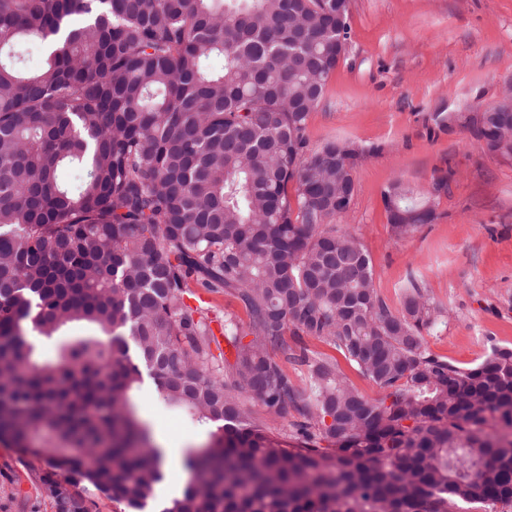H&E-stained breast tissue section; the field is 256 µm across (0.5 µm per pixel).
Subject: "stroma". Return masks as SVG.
<instances>
[{"label": "stroma", "mask_w": 512, "mask_h": 512, "mask_svg": "<svg viewBox=\"0 0 512 512\" xmlns=\"http://www.w3.org/2000/svg\"><path fill=\"white\" fill-rule=\"evenodd\" d=\"M348 23L346 56L308 123L310 150L345 140L363 153L353 203L336 225L361 242L390 311L413 283L442 309L426 348L476 365L491 345H512V158L488 153L462 127L439 132L433 115L470 113L512 79V0H349ZM397 181L435 214L402 238L382 198ZM134 401L180 449L205 441L153 386ZM48 471L45 458L0 438V512H56L39 481Z\"/></svg>", "instance_id": "1"}]
</instances>
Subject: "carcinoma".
<instances>
[{"mask_svg": "<svg viewBox=\"0 0 512 512\" xmlns=\"http://www.w3.org/2000/svg\"><path fill=\"white\" fill-rule=\"evenodd\" d=\"M342 2L0 0V437L67 473L40 476L56 512H90L91 488L124 512H512V347L471 368L428 351L429 298L413 284L391 312L334 224L349 144L308 149ZM490 106L464 127L511 157L512 112ZM383 200L398 236L434 219L398 182ZM201 292L247 316L224 315L230 359ZM147 378L211 428L168 500ZM252 402L294 406L298 446ZM308 347L316 352L335 357L339 366V371L345 380L359 390L362 394L370 398H378L382 395L381 391L368 379L363 377L348 361L329 346L316 340L304 338Z\"/></svg>", "mask_w": 512, "mask_h": 512, "instance_id": "obj_1", "label": "carcinoma"}]
</instances>
